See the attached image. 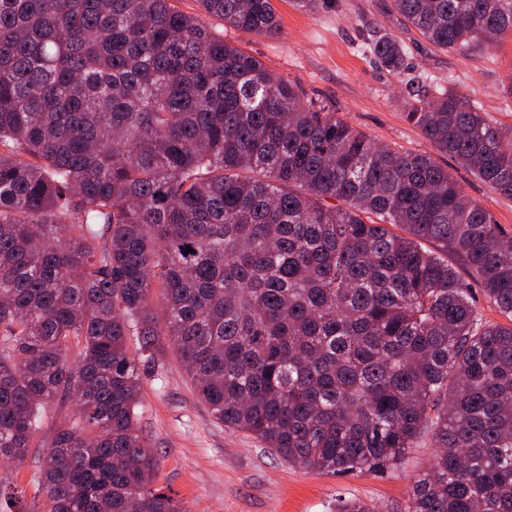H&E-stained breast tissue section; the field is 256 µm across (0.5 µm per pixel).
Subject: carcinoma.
I'll return each mask as SVG.
<instances>
[{
	"mask_svg": "<svg viewBox=\"0 0 512 512\" xmlns=\"http://www.w3.org/2000/svg\"><path fill=\"white\" fill-rule=\"evenodd\" d=\"M201 2L280 33L273 0ZM393 8L463 56L512 33V0ZM365 49L405 67L381 28ZM406 94V121L512 197L511 133L420 74ZM169 353L290 466L383 474L429 433L407 512H512V235L448 168L171 0H0V460L79 395L39 467L46 512H181L138 426Z\"/></svg>",
	"mask_w": 512,
	"mask_h": 512,
	"instance_id": "obj_1",
	"label": "carcinoma"
}]
</instances>
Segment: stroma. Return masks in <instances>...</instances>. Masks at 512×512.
I'll use <instances>...</instances> for the list:
<instances>
[{
  "instance_id": "1",
  "label": "stroma",
  "mask_w": 512,
  "mask_h": 512,
  "mask_svg": "<svg viewBox=\"0 0 512 512\" xmlns=\"http://www.w3.org/2000/svg\"><path fill=\"white\" fill-rule=\"evenodd\" d=\"M173 3L288 79L305 98L340 112L354 128L404 150L433 154L464 193L512 233V197L491 189L407 122L404 76L389 73L360 47L368 29L386 28L408 45L412 74H428L473 99L490 123L507 131L512 129L511 35L494 48L478 46L461 56L425 42L393 14L392 0H328L315 13L275 0L281 22L275 38L226 26L206 15L200 0ZM143 386L139 422L160 459L154 486L184 512H335L338 500L354 498L374 512H406L411 485L434 455L425 441L410 450L401 467L385 474L322 475L288 466L249 434L218 423L174 356L147 369ZM72 411L69 403L48 407L26 460L0 465V486L23 491L27 512L44 510L34 475L56 425Z\"/></svg>"
}]
</instances>
